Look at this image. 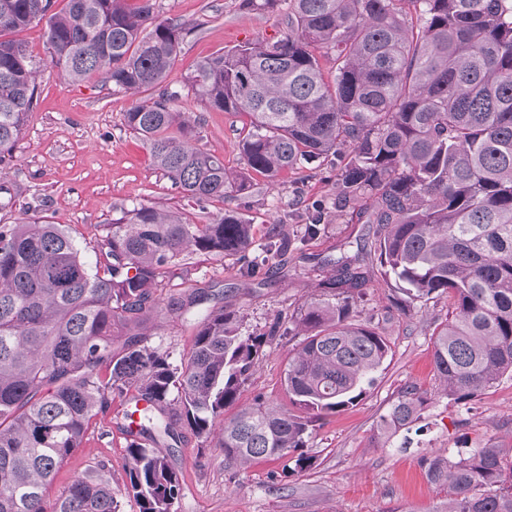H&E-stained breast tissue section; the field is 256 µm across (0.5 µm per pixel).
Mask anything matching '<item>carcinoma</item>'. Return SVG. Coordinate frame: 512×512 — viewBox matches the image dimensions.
I'll use <instances>...</instances> for the list:
<instances>
[{
    "label": "carcinoma",
    "mask_w": 512,
    "mask_h": 512,
    "mask_svg": "<svg viewBox=\"0 0 512 512\" xmlns=\"http://www.w3.org/2000/svg\"><path fill=\"white\" fill-rule=\"evenodd\" d=\"M33 23L44 24L62 79L95 75L138 96L125 125L195 202L335 155L336 211L370 202L369 231L354 255L325 260L334 269L322 294L288 318V333L301 337L283 375L290 407L258 398L223 421L264 345L282 336L281 319L247 333L236 311H210L175 365L141 340L160 275L194 253L254 269L283 246L252 254V225L235 211L191 224L140 204L112 220L92 272L61 225L36 216L1 224L0 512H45L47 487L114 393L143 404L125 464L139 512H173L181 494L163 449L180 441L178 422L199 437L224 422L228 464L288 456L294 471L308 470L312 423L357 406L389 356L387 339L356 320L376 262L401 313L448 298L433 349L448 398L466 405L512 377V0H288L283 38L218 51L187 79L209 107L247 117L239 173L190 144L196 126L165 87L190 28L157 20L153 0H65L60 9L55 0H0V161L16 150L36 100L38 71L13 37ZM202 300L192 291L168 308L181 316ZM117 327L126 340L116 350ZM427 403L428 392L402 387L379 434L409 429ZM421 463L427 481L448 491L439 512H512V448ZM54 512H115L109 480L96 469L76 477Z\"/></svg>",
    "instance_id": "cac0c4a2"
}]
</instances>
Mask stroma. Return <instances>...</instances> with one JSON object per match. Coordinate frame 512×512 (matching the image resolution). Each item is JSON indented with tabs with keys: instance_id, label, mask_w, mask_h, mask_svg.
Returning <instances> with one entry per match:
<instances>
[{
	"instance_id": "stroma-1",
	"label": "stroma",
	"mask_w": 512,
	"mask_h": 512,
	"mask_svg": "<svg viewBox=\"0 0 512 512\" xmlns=\"http://www.w3.org/2000/svg\"><path fill=\"white\" fill-rule=\"evenodd\" d=\"M155 2L158 18L193 27L168 77L170 90L178 94L174 108L197 121L195 147L222 158L230 169H242L238 141L243 117L210 109L188 95L186 79L199 60L215 52L246 41L282 38L288 31L285 0H271L257 11L242 9L241 0ZM19 37L40 71L39 89L13 157L0 163V186L12 198L11 206L0 209V224L15 223L28 213L64 225L93 270L112 219L139 203L179 212L193 224L236 211L253 224L258 245L295 239L308 211L319 206L326 212L318 236L252 275H245L236 259L202 253L166 273L158 291L162 304L149 321L145 345L169 352L172 362L180 363L201 318L218 308L238 311L246 331H263L277 316H290L319 295V276L310 257L354 254L355 242L368 227L337 217L336 169L330 163L308 165L272 186L256 179L247 192L199 207L172 187L147 146L126 127L124 114L134 103L132 96L97 78L76 83L61 79L48 63L43 26L32 25ZM195 289L205 292L202 303L178 318L168 313L165 300ZM362 291L360 320L387 338L391 352L359 405L316 425L308 441L314 467L292 474L285 458L228 465L216 437H199L186 428L169 456L182 476L174 512H436L446 493L427 482L421 457H453L487 441L512 448V378L503 377L466 407L435 390L433 332L448 315L447 298L417 305L405 317L392 311L395 292L381 275H374ZM293 347L284 336L264 346L241 403L258 396L287 403L281 378ZM408 383L429 394L421 418L390 441L379 440L380 416ZM133 409L128 397L116 395L106 413L92 420L82 448L67 459L48 492L47 512L76 476L92 468L109 478L117 512H139L125 487L129 439L118 428Z\"/></svg>"
}]
</instances>
